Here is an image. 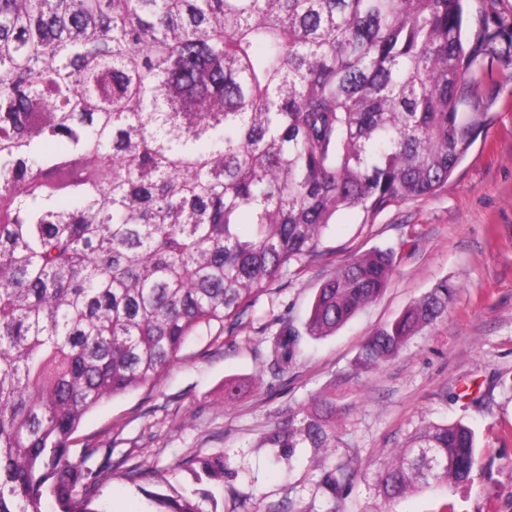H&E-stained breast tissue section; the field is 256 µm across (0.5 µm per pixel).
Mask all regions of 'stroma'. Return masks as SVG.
<instances>
[{"instance_id": "35a3bbf8", "label": "stroma", "mask_w": 512, "mask_h": 512, "mask_svg": "<svg viewBox=\"0 0 512 512\" xmlns=\"http://www.w3.org/2000/svg\"><path fill=\"white\" fill-rule=\"evenodd\" d=\"M460 110L471 145L433 195L366 217L337 215L316 252L290 263L235 320L192 339L157 381L110 398L82 419L75 448H108L97 487L103 512H159L152 492L192 488L186 461L223 453L218 512H327L316 466L260 441L321 391L349 406L331 462L355 472L344 512H512V65L487 53ZM393 249L396 269L380 299L336 334L307 340L273 374L265 339L282 321L302 326L321 284L353 256ZM447 312L380 369L349 380L362 343L441 281ZM242 391L224 395V382ZM462 421L478 439L481 469L466 489L425 490L386 503L374 477L421 427Z\"/></svg>"}]
</instances>
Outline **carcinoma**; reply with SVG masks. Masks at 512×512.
<instances>
[{
  "mask_svg": "<svg viewBox=\"0 0 512 512\" xmlns=\"http://www.w3.org/2000/svg\"><path fill=\"white\" fill-rule=\"evenodd\" d=\"M468 0H0V512H102L99 448L71 446L105 399L152 385L319 245L336 214L433 194L471 145L458 106L506 33L493 4L470 49ZM374 249L283 323L270 368L381 297ZM444 281L362 344L360 375L448 310ZM344 395L318 394L264 445L336 447ZM221 490L224 457L193 461ZM479 470L461 421L384 465L386 501ZM353 473L322 470L342 512ZM186 493L167 512H206Z\"/></svg>",
  "mask_w": 512,
  "mask_h": 512,
  "instance_id": "carcinoma-1",
  "label": "carcinoma"
}]
</instances>
